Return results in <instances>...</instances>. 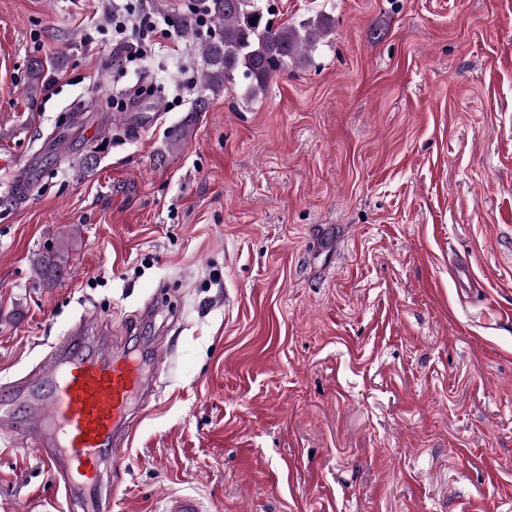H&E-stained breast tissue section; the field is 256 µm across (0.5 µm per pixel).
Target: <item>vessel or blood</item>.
Wrapping results in <instances>:
<instances>
[{
	"label": "vessel or blood",
	"instance_id": "1",
	"mask_svg": "<svg viewBox=\"0 0 512 512\" xmlns=\"http://www.w3.org/2000/svg\"><path fill=\"white\" fill-rule=\"evenodd\" d=\"M88 339V327L73 329L15 382L11 399L23 405L38 458L58 490L79 500L83 512H108V468L123 462L118 436L148 377L134 359Z\"/></svg>",
	"mask_w": 512,
	"mask_h": 512
}]
</instances>
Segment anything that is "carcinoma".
<instances>
[{
  "instance_id": "carcinoma-1",
  "label": "carcinoma",
  "mask_w": 512,
  "mask_h": 512,
  "mask_svg": "<svg viewBox=\"0 0 512 512\" xmlns=\"http://www.w3.org/2000/svg\"><path fill=\"white\" fill-rule=\"evenodd\" d=\"M208 7L221 34L200 44L205 70L198 75L197 112L205 111L210 96L227 91L239 77L248 81L250 97L259 96L274 75L308 62L311 52L334 32V19L324 12L298 26H277L262 0H209ZM64 261L63 254L48 252L38 256L35 265L49 284Z\"/></svg>"
}]
</instances>
